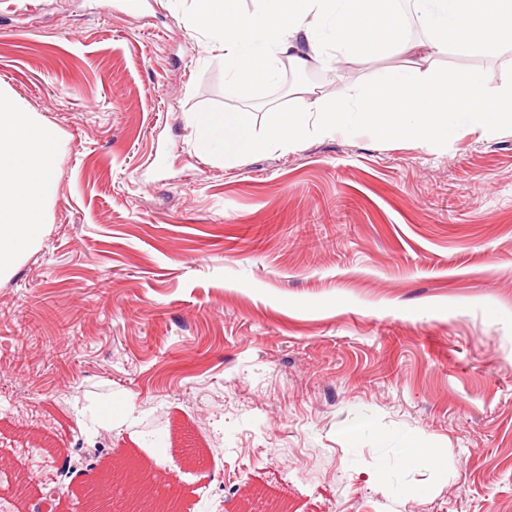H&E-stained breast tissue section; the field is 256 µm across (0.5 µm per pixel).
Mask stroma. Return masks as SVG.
<instances>
[{
    "label": "stroma",
    "instance_id": "35a3bbf8",
    "mask_svg": "<svg viewBox=\"0 0 512 512\" xmlns=\"http://www.w3.org/2000/svg\"><path fill=\"white\" fill-rule=\"evenodd\" d=\"M411 58L326 42L237 90L192 0H0V88L58 158L0 280V445L35 428L76 486L149 460L182 512H512V130L196 146L204 108L259 129ZM432 65L502 87L512 43ZM419 443L443 466L404 464Z\"/></svg>",
    "mask_w": 512,
    "mask_h": 512
}]
</instances>
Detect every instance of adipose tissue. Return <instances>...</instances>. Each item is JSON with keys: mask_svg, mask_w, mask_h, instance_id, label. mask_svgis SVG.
Returning a JSON list of instances; mask_svg holds the SVG:
<instances>
[{"mask_svg": "<svg viewBox=\"0 0 512 512\" xmlns=\"http://www.w3.org/2000/svg\"><path fill=\"white\" fill-rule=\"evenodd\" d=\"M194 2L199 27L221 33L239 89L269 82L279 56L318 54L323 22L337 48L368 58L407 47L395 0H272L263 14L242 12L238 0ZM415 2L429 51L467 54L512 39V0ZM56 161L53 131L0 95V277L45 234L42 205L56 189Z\"/></svg>", "mask_w": 512, "mask_h": 512, "instance_id": "obj_1", "label": "adipose tissue"}]
</instances>
